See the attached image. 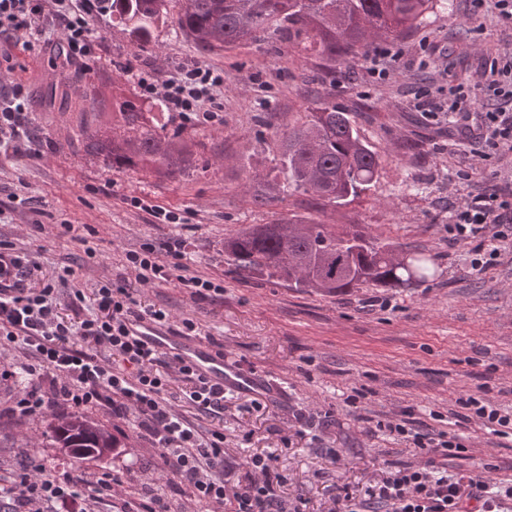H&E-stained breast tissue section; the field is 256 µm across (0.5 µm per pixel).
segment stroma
<instances>
[{
    "instance_id": "1",
    "label": "stroma",
    "mask_w": 512,
    "mask_h": 512,
    "mask_svg": "<svg viewBox=\"0 0 512 512\" xmlns=\"http://www.w3.org/2000/svg\"><path fill=\"white\" fill-rule=\"evenodd\" d=\"M89 24L101 46L75 64L56 51L60 31L45 30L31 51L23 36L0 37V86L24 85L30 129L40 137L22 142L20 152H0V238L31 250L39 264L34 281L54 278L65 266L71 286L87 292L99 281L124 279L142 305L167 312L165 330L179 333L192 320L194 339L269 380L273 396L233 394L219 419L179 400L174 406L201 429L222 430L224 450L237 466L255 454L271 457L286 478L283 496L304 512H332L340 488L358 490L390 463L417 462L415 449L376 427L404 410L416 427L448 431L466 444L469 458L449 460V472L489 463L486 482L512 480V440L456 415L458 399L467 395L512 407V246L478 275L470 268L471 242L448 238L461 198L493 190L499 180L488 169L462 182L459 171L473 161L471 143L447 115L433 118L413 107L419 88L470 81L490 57L512 60V28L471 15L468 0H447L393 40L401 55L389 78L379 80L361 55L333 64L275 39L202 53L171 22L143 48L113 25L111 12L92 14ZM193 63L223 82L214 120L159 117L162 134L176 137L191 158L186 173L118 169L89 150L87 131L118 123L121 102L150 110L136 75L166 79ZM77 73L96 98L92 107L66 96ZM323 103L350 113L379 155L373 186L336 207L289 189L256 204L250 187L272 167L276 140ZM134 197L179 213L180 223H154L131 205ZM288 216L339 230L361 225L399 250L431 256L433 270L405 288L331 294L246 278L226 263V237ZM66 224L78 225V233H63ZM174 237L187 244L191 272L221 284L223 296L195 301L177 281L136 280L127 252L145 243L160 248ZM89 246L95 257L87 256ZM16 389L14 381L0 380V473L17 470L26 452L44 463L48 478L71 469L119 476L116 500L164 484L157 451L99 410L84 416L120 446L74 462L50 438L58 412L29 420L6 415ZM301 412L314 416L303 432L295 420Z\"/></svg>"
}]
</instances>
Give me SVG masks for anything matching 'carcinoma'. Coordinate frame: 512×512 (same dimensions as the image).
<instances>
[{
	"mask_svg": "<svg viewBox=\"0 0 512 512\" xmlns=\"http://www.w3.org/2000/svg\"><path fill=\"white\" fill-rule=\"evenodd\" d=\"M178 31L201 52L224 50L274 36L290 45L309 43L325 60L355 56L368 39H397L424 21L437 0H177ZM171 0H111L112 19L129 27L140 46L151 43L153 29L165 22ZM124 131L90 136L94 152L116 167H152L173 175L183 170V150L158 131L156 117L130 104L121 108ZM278 175L257 184L252 198L267 202L280 192L278 176L288 186L324 206L343 205L369 190L380 160L353 126L349 113L322 105L307 114L275 144ZM302 220L283 218L250 226L224 239V256L239 274L283 280L296 288L338 293L365 285L401 287L424 279L432 258L417 252L412 271L388 256L394 247L367 235L360 226L338 231L315 224V237L287 231ZM59 448L72 449L77 461L99 448L117 447L107 429L73 414L52 427Z\"/></svg>",
	"mask_w": 512,
	"mask_h": 512,
	"instance_id": "obj_1",
	"label": "carcinoma"
}]
</instances>
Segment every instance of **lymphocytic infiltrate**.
Here are the masks:
<instances>
[{"mask_svg":"<svg viewBox=\"0 0 512 512\" xmlns=\"http://www.w3.org/2000/svg\"><path fill=\"white\" fill-rule=\"evenodd\" d=\"M99 5L100 0H0V36L47 19L63 30L62 56L79 62L96 50L88 18ZM219 83L212 70L196 64L181 67L164 81L138 80L144 98L162 100L168 111L185 121L213 101ZM476 91L485 98L478 109L472 102ZM415 106L422 112H448L462 134L473 135L476 156L488 164L512 154V63L488 60L474 84L449 89L447 102L422 92L416 94ZM28 127L27 96L16 84L0 97V149L18 147L28 136ZM501 177L504 188L468 195L448 226L451 240H476L470 267L478 273L496 265L502 245H512V169L502 171ZM186 256L185 241L174 239L164 254L146 247L129 252L126 259L140 283L174 279L195 300L223 294V287L190 274ZM37 268L31 252L0 240V346H17L26 355L21 365L0 369V375L9 378L19 372L25 376L8 409L11 416L25 419L57 409H102L115 421L131 425L158 451L167 486L191 500L216 512H301L280 495L284 477L268 457L252 455L246 474L236 475L224 455L223 432L200 430L171 404L175 376L184 384L183 402L205 415L223 413L224 390L181 361L174 373L161 371V351L132 333V321L165 322L163 309L141 305L129 289L109 279L91 293L70 288L64 295L59 288L67 285L71 269H63L56 281L37 286L32 282ZM63 295L72 311L68 319L58 311ZM74 336L93 343L95 353L74 348ZM458 404L492 434L512 437V412L480 396L459 399ZM383 427L418 448L425 462L390 469L360 495L337 494L335 512H502L503 501H512V482L494 488L476 474L449 473V459L467 451L457 437L420 430L402 415L386 419ZM43 470V463L30 457L9 479L0 478V498L7 499L10 512H46L49 503L63 499L81 500L82 512H99L100 504L112 499L114 476L66 471L46 479Z\"/></svg>","mask_w":512,"mask_h":512,"instance_id":"obj_1","label":"lymphocytic infiltrate"}]
</instances>
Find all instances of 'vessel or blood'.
<instances>
[{
    "instance_id": "obj_1",
    "label": "vessel or blood",
    "mask_w": 512,
    "mask_h": 512,
    "mask_svg": "<svg viewBox=\"0 0 512 512\" xmlns=\"http://www.w3.org/2000/svg\"><path fill=\"white\" fill-rule=\"evenodd\" d=\"M132 330L147 344L193 366L225 391L262 393L269 388L268 382L247 372L234 360L216 354L204 344L170 335L157 324L137 321L133 323Z\"/></svg>"
}]
</instances>
